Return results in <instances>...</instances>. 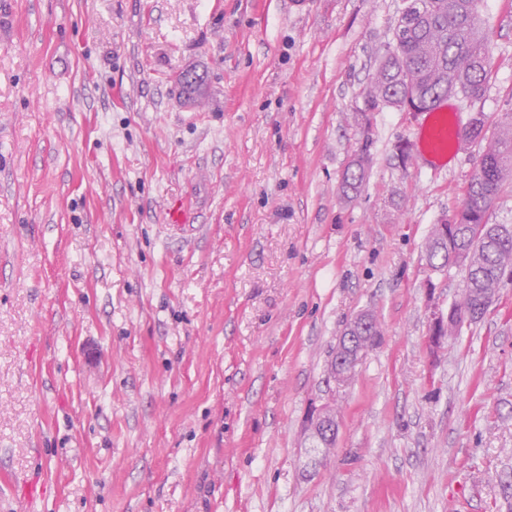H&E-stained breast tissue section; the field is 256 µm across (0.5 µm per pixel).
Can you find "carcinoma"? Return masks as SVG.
I'll use <instances>...</instances> for the list:
<instances>
[{
	"label": "carcinoma",
	"mask_w": 512,
	"mask_h": 512,
	"mask_svg": "<svg viewBox=\"0 0 512 512\" xmlns=\"http://www.w3.org/2000/svg\"><path fill=\"white\" fill-rule=\"evenodd\" d=\"M478 6L479 0H410L408 16L415 31L397 46L387 43L370 83L369 109L400 106L405 75L428 97V111L449 90L464 98H479L491 73V59ZM358 154L342 177L341 193L346 199L356 197L366 182L369 143H363ZM482 157V170L469 183V201L448 220L454 229L443 237L433 228L426 243L432 269L462 263L466 269L463 290L474 303L496 295L506 267L512 268V225L491 224L484 212L502 183L512 179V116L506 117Z\"/></svg>",
	"instance_id": "cac0c4a2"
}]
</instances>
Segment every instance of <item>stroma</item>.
I'll return each mask as SVG.
<instances>
[{"label": "stroma", "instance_id": "stroma-1", "mask_svg": "<svg viewBox=\"0 0 512 512\" xmlns=\"http://www.w3.org/2000/svg\"><path fill=\"white\" fill-rule=\"evenodd\" d=\"M402 7L0 0V512H512V276L426 346L464 276L427 237L484 146L404 167L421 114L352 119ZM481 10L490 79L449 103L492 134L512 0ZM364 311L383 336L337 383ZM356 153L359 158L348 162L341 181V193L346 199L356 197L366 182L370 167L369 141L363 143ZM468 305V296L461 293L460 298L455 300L448 308L445 314L440 309H434L430 315V332L427 340V346L430 353H437L447 342V336L453 329L460 330L463 325L470 321V310ZM478 321L469 322L468 326ZM308 425L315 429L323 430L328 438H332L337 435L338 422L336 420V414L333 409L326 406L315 408L311 411L308 418Z\"/></svg>", "mask_w": 512, "mask_h": 512}]
</instances>
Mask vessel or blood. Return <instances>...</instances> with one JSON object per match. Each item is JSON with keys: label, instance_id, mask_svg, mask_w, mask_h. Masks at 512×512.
<instances>
[{"label": "vessel or blood", "instance_id": "1", "mask_svg": "<svg viewBox=\"0 0 512 512\" xmlns=\"http://www.w3.org/2000/svg\"><path fill=\"white\" fill-rule=\"evenodd\" d=\"M462 142L463 125L455 110L442 102L428 111L414 145L417 154L424 157L433 169L442 170L455 159Z\"/></svg>", "mask_w": 512, "mask_h": 512}]
</instances>
